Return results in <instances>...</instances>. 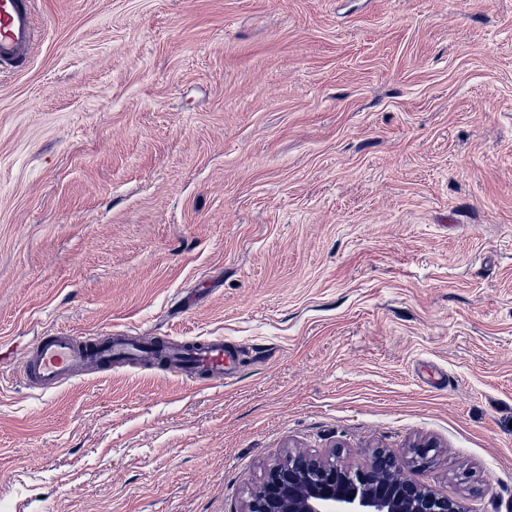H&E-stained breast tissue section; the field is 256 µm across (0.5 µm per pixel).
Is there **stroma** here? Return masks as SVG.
<instances>
[{
  "label": "stroma",
  "mask_w": 512,
  "mask_h": 512,
  "mask_svg": "<svg viewBox=\"0 0 512 512\" xmlns=\"http://www.w3.org/2000/svg\"><path fill=\"white\" fill-rule=\"evenodd\" d=\"M33 8L0 67V512H241L288 449L423 441L425 484L512 512V0ZM66 330L240 364L26 388ZM164 355L170 373L193 382H221L234 363L233 351L224 348L222 338L191 340L177 350L168 347Z\"/></svg>",
  "instance_id": "35a3bbf8"
}]
</instances>
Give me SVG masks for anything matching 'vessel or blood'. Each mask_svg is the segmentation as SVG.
Segmentation results:
<instances>
[{"mask_svg":"<svg viewBox=\"0 0 512 512\" xmlns=\"http://www.w3.org/2000/svg\"><path fill=\"white\" fill-rule=\"evenodd\" d=\"M37 37L32 0H0V65L19 66L33 55ZM165 357L170 373L197 382L223 381L233 363V351L223 339L191 340L179 349L157 354L149 336H101L94 340L57 331L43 337L20 363L24 379L45 392L88 368L124 362H155Z\"/></svg>","mask_w":512,"mask_h":512,"instance_id":"vessel-or-blood-1","label":"vessel or blood"}]
</instances>
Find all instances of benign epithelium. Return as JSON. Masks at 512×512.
<instances>
[{"label":"benign epithelium","instance_id":"obj_1","mask_svg":"<svg viewBox=\"0 0 512 512\" xmlns=\"http://www.w3.org/2000/svg\"><path fill=\"white\" fill-rule=\"evenodd\" d=\"M437 454L431 443L378 448L369 463L353 468L334 453L290 451L266 469L241 512H467L464 502L414 477Z\"/></svg>","mask_w":512,"mask_h":512}]
</instances>
